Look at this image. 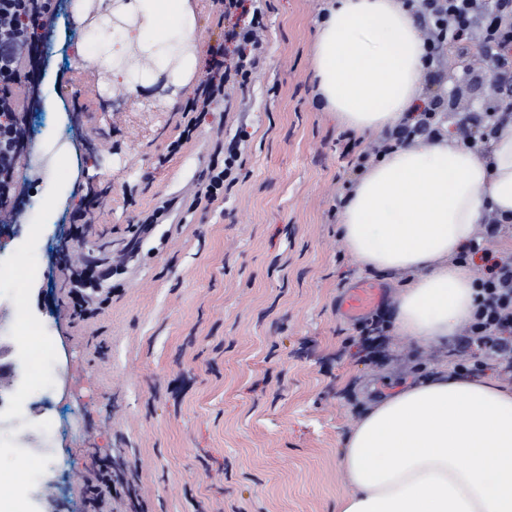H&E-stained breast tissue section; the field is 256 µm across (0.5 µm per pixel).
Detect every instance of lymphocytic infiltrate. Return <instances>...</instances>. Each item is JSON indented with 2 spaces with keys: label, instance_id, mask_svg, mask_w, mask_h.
<instances>
[{
  "label": "lymphocytic infiltrate",
  "instance_id": "f902f5d3",
  "mask_svg": "<svg viewBox=\"0 0 512 512\" xmlns=\"http://www.w3.org/2000/svg\"><path fill=\"white\" fill-rule=\"evenodd\" d=\"M419 21L429 76L453 77L454 66L480 57L490 73L494 105L473 115H460L456 134L469 147L483 148L500 119L512 113V0H403ZM219 17L229 18L239 9H249L251 17L224 32L232 44L231 53L216 49L206 75L189 105L190 111H209L223 100L226 87L244 85L261 67L264 59L265 12L256 0H215ZM48 6L34 0H0V118L10 119L18 111L15 89L21 82L24 63L37 31L48 19ZM459 97L429 98L418 110L415 123H403L384 133L370 149L352 161L360 173L394 146L439 135L442 115L458 112ZM477 309L458 339L460 350L478 348L485 358L497 361L502 372L512 378V259L494 262L474 280ZM89 512H112L113 500L126 497L135 512L146 506L134 486L114 474L109 461H101L83 484Z\"/></svg>",
  "mask_w": 512,
  "mask_h": 512
}]
</instances>
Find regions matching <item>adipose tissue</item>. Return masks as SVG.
I'll use <instances>...</instances> for the list:
<instances>
[{
    "mask_svg": "<svg viewBox=\"0 0 512 512\" xmlns=\"http://www.w3.org/2000/svg\"><path fill=\"white\" fill-rule=\"evenodd\" d=\"M131 9L140 24L115 29L84 62L126 80L136 47L181 83L198 65L188 0ZM314 54L316 95L341 127L372 137L415 122L424 50L402 0H330ZM491 212L512 217V117L481 151L449 133L394 147L354 183L338 230L360 267L405 273L394 330L440 346L476 309L460 255ZM339 463L349 484L339 512H512V384L451 364L410 375L369 404Z\"/></svg>",
    "mask_w": 512,
    "mask_h": 512,
    "instance_id": "ef3b65f1",
    "label": "adipose tissue"
}]
</instances>
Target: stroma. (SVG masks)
<instances>
[{
	"label": "stroma",
	"instance_id": "stroma-1",
	"mask_svg": "<svg viewBox=\"0 0 512 512\" xmlns=\"http://www.w3.org/2000/svg\"><path fill=\"white\" fill-rule=\"evenodd\" d=\"M199 65L182 85L101 84L76 54L85 39L70 0H49L40 57L29 60L24 117L64 139V188L36 256L38 284L16 287L44 323L34 337L52 361L54 396L27 394L32 447L52 460L17 491L29 512L54 482L57 512H87L82 479L96 460L139 470L149 512H338L348 490L343 441L368 402L412 372L454 360L392 328L396 275L361 268L337 226L350 179L347 142L365 140L314 100L313 38L323 0H267L260 74L200 113L177 154L182 113L224 41L212 0H189ZM245 133L238 183L193 206L224 146ZM43 167L20 166L0 236L36 219ZM172 208L141 249L135 228L161 201ZM87 238L78 246V238ZM109 257L123 266L112 295L87 321L70 315L68 271ZM362 283L380 287L362 335L343 302ZM78 414L80 427L67 419Z\"/></svg>",
	"mask_w": 512,
	"mask_h": 512
}]
</instances>
